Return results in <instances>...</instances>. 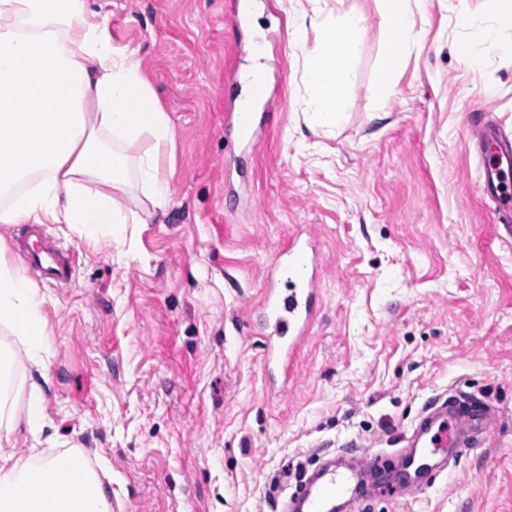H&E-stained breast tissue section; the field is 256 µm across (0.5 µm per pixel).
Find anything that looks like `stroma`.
Returning <instances> with one entry per match:
<instances>
[{"mask_svg":"<svg viewBox=\"0 0 512 512\" xmlns=\"http://www.w3.org/2000/svg\"><path fill=\"white\" fill-rule=\"evenodd\" d=\"M272 130L251 148L224 130L250 63L231 0H90L110 5L114 41L133 50L168 112L160 154L170 188L159 224L81 237L71 280L34 283L51 337L40 435L82 449L106 473L112 512H281L296 471L384 451L438 398L485 404L496 419L431 487L370 483L367 512H512V234L477 191L467 140L488 113L512 135V53L472 64L457 42L498 29L497 0H426L424 39L377 108L388 24L374 0L335 130L303 115L293 23L310 0H257ZM306 227L322 257L318 316L291 381L269 379L255 307L277 246Z\"/></svg>","mask_w":512,"mask_h":512,"instance_id":"1","label":"stroma"}]
</instances>
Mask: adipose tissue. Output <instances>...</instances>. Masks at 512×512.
Masks as SVG:
<instances>
[{"label": "adipose tissue", "mask_w": 512, "mask_h": 512, "mask_svg": "<svg viewBox=\"0 0 512 512\" xmlns=\"http://www.w3.org/2000/svg\"><path fill=\"white\" fill-rule=\"evenodd\" d=\"M388 22L380 76L417 45V0H375ZM303 52L304 112L314 128H333L357 66L363 18L349 13L315 24L316 45ZM151 146L137 151L140 141ZM173 141L170 116L133 51L116 44L109 19L88 0H0V193L21 181L28 190L0 208L2 224H70L86 238L118 235L127 224H154L169 205L159 150ZM142 195L141 211L123 200ZM35 284L0 255V328L17 336L28 360L46 374L49 333ZM15 353L0 344V512H112L86 453L16 448L14 436L44 427L43 390L25 400L13 388Z\"/></svg>", "instance_id": "ef3b65f1"}]
</instances>
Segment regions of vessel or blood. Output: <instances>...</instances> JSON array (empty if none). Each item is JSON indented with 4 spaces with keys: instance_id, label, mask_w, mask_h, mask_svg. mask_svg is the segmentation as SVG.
<instances>
[{
    "instance_id": "b4317fda",
    "label": "vessel or blood",
    "mask_w": 512,
    "mask_h": 512,
    "mask_svg": "<svg viewBox=\"0 0 512 512\" xmlns=\"http://www.w3.org/2000/svg\"><path fill=\"white\" fill-rule=\"evenodd\" d=\"M259 116L242 109L225 114L226 126L241 141L257 134ZM470 143L479 151V191L493 204L494 221L512 224V138L502 135L489 122L479 119L468 125ZM257 312L265 324L264 362L291 378L294 362L317 317L319 253L314 238L298 232L280 244ZM28 265L42 278L69 281L70 266L59 250L48 243L27 247ZM488 418L479 408L468 409L449 397L427 408L406 442L407 460L419 487H427L439 475L434 457L440 452H458L467 447L473 432L486 431ZM378 454L355 458L348 465H324L300 483L285 503L283 512H335L338 502L351 501L355 485L375 469Z\"/></svg>"
}]
</instances>
